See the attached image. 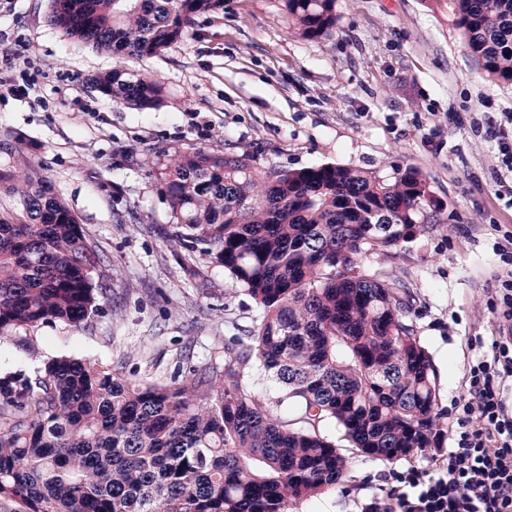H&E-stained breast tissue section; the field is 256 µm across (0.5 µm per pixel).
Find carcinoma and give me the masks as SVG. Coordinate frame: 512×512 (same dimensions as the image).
Masks as SVG:
<instances>
[{
    "instance_id": "carcinoma-1",
    "label": "carcinoma",
    "mask_w": 512,
    "mask_h": 512,
    "mask_svg": "<svg viewBox=\"0 0 512 512\" xmlns=\"http://www.w3.org/2000/svg\"><path fill=\"white\" fill-rule=\"evenodd\" d=\"M297 33L336 27V0H285ZM224 0H52L49 22L83 44L143 58L182 38ZM466 46L512 83V0H453ZM138 109L162 100L153 80L114 69L92 81ZM0 151V334L39 324L87 326L105 291L97 244L11 133ZM174 237L210 259L261 310L250 342L191 381L132 380L63 357L32 379L0 377V500L23 512H291L343 481L350 456L384 460L438 445L431 359L391 309L397 281L336 274V251L390 254L426 230V181L324 164L262 170L248 155L202 149L166 167ZM256 360L284 392V417L256 400L240 367ZM332 421L350 444L319 429Z\"/></svg>"
}]
</instances>
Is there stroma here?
<instances>
[{
	"label": "stroma",
	"mask_w": 512,
	"mask_h": 512,
	"mask_svg": "<svg viewBox=\"0 0 512 512\" xmlns=\"http://www.w3.org/2000/svg\"><path fill=\"white\" fill-rule=\"evenodd\" d=\"M50 0H0V132L10 131L100 247L101 301L86 327L63 322L0 337V376L37 377L61 357L169 384L224 366L256 326L255 302L223 268L182 266L163 169L192 149L250 154L258 167L338 164L383 177L413 169L437 203L423 235L360 269L400 281L409 320L438 375L451 431L464 376L500 334L512 278V200L489 124L512 125V85L492 81L465 45L448 0H337L332 33L296 34L284 0H224L182 40L118 60L47 21ZM160 82L158 106L119 105L91 87L118 64ZM20 85L15 95L10 85ZM413 460H350L346 480L295 512H361Z\"/></svg>",
	"instance_id": "35a3bbf8"
}]
</instances>
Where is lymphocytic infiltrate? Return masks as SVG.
I'll return each instance as SVG.
<instances>
[{
  "mask_svg": "<svg viewBox=\"0 0 512 512\" xmlns=\"http://www.w3.org/2000/svg\"><path fill=\"white\" fill-rule=\"evenodd\" d=\"M503 328L466 375L454 446L394 476L361 512H512V293Z\"/></svg>",
  "mask_w": 512,
  "mask_h": 512,
  "instance_id": "obj_1",
  "label": "lymphocytic infiltrate"
}]
</instances>
